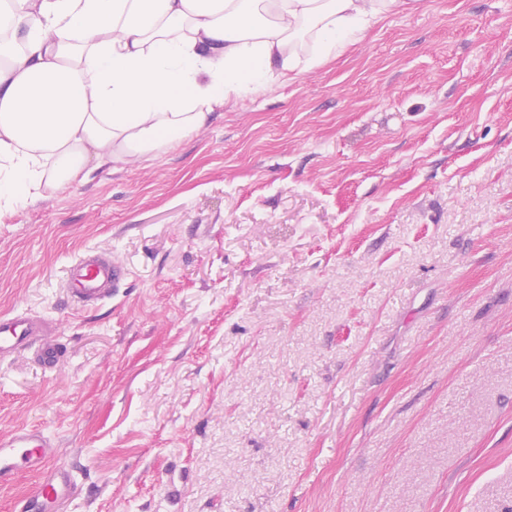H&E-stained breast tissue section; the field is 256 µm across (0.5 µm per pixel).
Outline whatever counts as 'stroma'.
I'll use <instances>...</instances> for the list:
<instances>
[{
    "instance_id": "35a3bbf8",
    "label": "stroma",
    "mask_w": 512,
    "mask_h": 512,
    "mask_svg": "<svg viewBox=\"0 0 512 512\" xmlns=\"http://www.w3.org/2000/svg\"><path fill=\"white\" fill-rule=\"evenodd\" d=\"M104 252L119 293L77 308ZM0 438L68 512H512V0H406L157 158L0 215ZM127 278V270L107 254L85 255L71 269L70 298L80 307H92L109 298ZM49 325L26 315H0V356L26 351L38 344L37 356L41 365L55 367L65 356V347L47 337ZM22 473L36 480L15 499L14 512H63L76 495L70 466L59 462L56 441L40 428H21L0 439V486L13 484Z\"/></svg>"
}]
</instances>
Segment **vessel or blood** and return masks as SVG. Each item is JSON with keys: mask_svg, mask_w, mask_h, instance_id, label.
Returning a JSON list of instances; mask_svg holds the SVG:
<instances>
[{"mask_svg": "<svg viewBox=\"0 0 512 512\" xmlns=\"http://www.w3.org/2000/svg\"><path fill=\"white\" fill-rule=\"evenodd\" d=\"M127 277L126 269L107 254L83 256L71 269L70 298L78 306H94L109 298ZM32 347L47 368L55 367L66 354L65 347L50 338L46 322L20 314L0 315V356ZM24 473L35 480L15 499L13 512H63L77 492L70 466L59 462L55 440L42 429L21 428L0 439V486L13 484Z\"/></svg>", "mask_w": 512, "mask_h": 512, "instance_id": "vessel-or-blood-1", "label": "vessel or blood"}]
</instances>
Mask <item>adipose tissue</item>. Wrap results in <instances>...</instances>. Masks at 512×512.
Instances as JSON below:
<instances>
[{"label":"adipose tissue","mask_w":512,"mask_h":512,"mask_svg":"<svg viewBox=\"0 0 512 512\" xmlns=\"http://www.w3.org/2000/svg\"><path fill=\"white\" fill-rule=\"evenodd\" d=\"M402 0H0V212L151 160L297 79Z\"/></svg>","instance_id":"adipose-tissue-1"}]
</instances>
